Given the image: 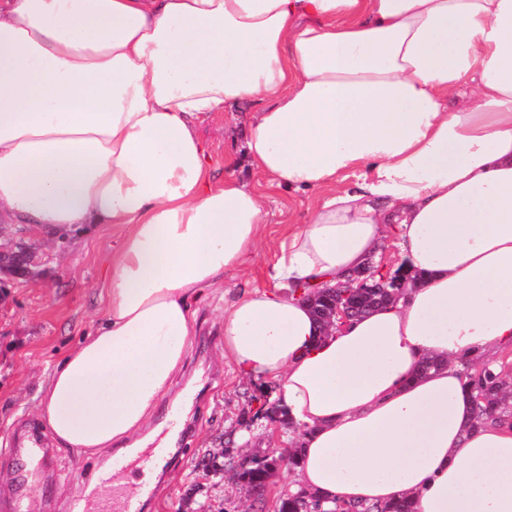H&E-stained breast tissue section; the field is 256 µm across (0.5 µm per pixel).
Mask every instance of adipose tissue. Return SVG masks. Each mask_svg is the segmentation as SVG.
<instances>
[{
    "label": "adipose tissue",
    "instance_id": "obj_1",
    "mask_svg": "<svg viewBox=\"0 0 512 512\" xmlns=\"http://www.w3.org/2000/svg\"><path fill=\"white\" fill-rule=\"evenodd\" d=\"M245 103L261 189L215 181L194 130ZM282 187L327 195L290 223L272 287L225 311L224 354L303 430L297 488L512 512V424L475 423L458 365L512 346V0H0V211L126 228L105 318L39 404L59 447L140 443L194 304L256 253ZM391 234L401 296L321 328L303 286Z\"/></svg>",
    "mask_w": 512,
    "mask_h": 512
}]
</instances>
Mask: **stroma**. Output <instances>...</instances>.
<instances>
[{
  "label": "stroma",
  "mask_w": 512,
  "mask_h": 512,
  "mask_svg": "<svg viewBox=\"0 0 512 512\" xmlns=\"http://www.w3.org/2000/svg\"><path fill=\"white\" fill-rule=\"evenodd\" d=\"M195 129L208 147L217 176L253 183L245 158V115L215 112ZM320 192H276L269 200L258 255L244 269L224 274L222 293L194 307L190 356L172 399L183 429L170 438L176 468L152 477L126 472L127 489L151 479L160 488L146 512H277L292 492L287 468L269 479L263 498L249 494L234 478L233 460L243 454L273 455L285 447L288 427L271 419L269 392L262 381L241 377L224 355V309L239 293L270 286L269 272L288 231L285 212L306 220ZM125 230L85 225L57 235L0 217V239L25 247L33 256L31 273L0 281V440L10 443L39 426L38 403L54 364L95 328L105 314L112 258ZM53 462L31 473L28 512H70L81 493L86 470L96 457L46 441Z\"/></svg>",
  "instance_id": "obj_1"
}]
</instances>
